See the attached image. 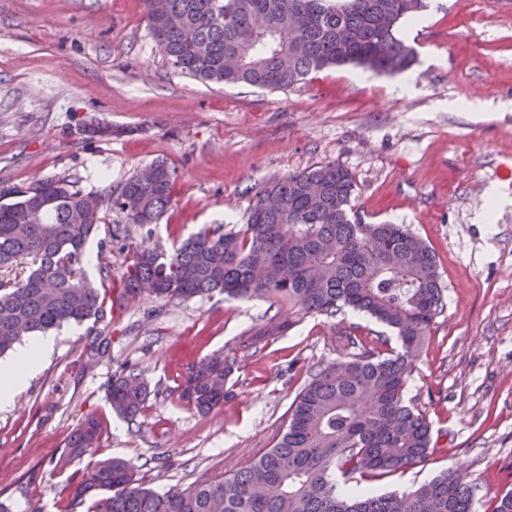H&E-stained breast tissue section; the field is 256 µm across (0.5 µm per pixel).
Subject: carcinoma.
<instances>
[{
    "label": "carcinoma",
    "mask_w": 512,
    "mask_h": 512,
    "mask_svg": "<svg viewBox=\"0 0 512 512\" xmlns=\"http://www.w3.org/2000/svg\"><path fill=\"white\" fill-rule=\"evenodd\" d=\"M147 26L172 64L205 81L287 89L313 72L356 65L396 74L415 61L399 33L424 0H143ZM127 180L114 205L127 223L152 233L172 202L173 171ZM353 174L332 162L254 186L245 224H203L169 250L127 248L118 305L145 294L189 300L213 292L275 299L288 315L255 334L286 331L290 316L336 318L345 309L392 329L367 344L358 327L336 323V358L320 364L296 395L279 441L228 477L158 493L120 458L93 462L67 478L72 506L87 512H472L477 486L459 465L403 493L351 494L355 474L424 463L430 425L403 391L434 319L444 309L436 257L403 224H367L353 210ZM99 197L45 180L0 190V355L28 336L69 322H105L84 247L100 223ZM234 362L222 355L191 366L182 399L202 412L224 404ZM151 395L141 372L112 375L114 413L135 420ZM99 423L85 420L54 463L62 474L97 447Z\"/></svg>",
    "instance_id": "obj_1"
}]
</instances>
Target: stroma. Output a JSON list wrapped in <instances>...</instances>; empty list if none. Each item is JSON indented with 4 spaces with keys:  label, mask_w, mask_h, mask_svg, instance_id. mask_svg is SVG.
<instances>
[{
    "label": "stroma",
    "mask_w": 512,
    "mask_h": 512,
    "mask_svg": "<svg viewBox=\"0 0 512 512\" xmlns=\"http://www.w3.org/2000/svg\"><path fill=\"white\" fill-rule=\"evenodd\" d=\"M400 32L417 52L404 75L345 66L271 91L174 67L142 0H0V188L64 179L100 197L87 272L109 298L126 262L116 228L169 247L201 224L240 228L250 186L347 168L364 222L406 225L432 249L445 302L404 390L430 423L429 458L358 485L410 490L460 463L478 486L476 512H493L512 490V0H426ZM90 122L112 136L87 138ZM158 159L174 172L173 202L149 237L112 195ZM492 194L499 204L480 223ZM282 313L272 299L143 297L111 322L57 329L54 351L0 409V503L73 512L52 462L89 418L101 426L94 458L130 461L160 493L252 463L281 438L317 365L336 356L322 316L254 342ZM218 352L235 369L223 407L202 414L177 386ZM127 365L151 388L133 424L106 395Z\"/></svg>",
    "instance_id": "obj_1"
}]
</instances>
